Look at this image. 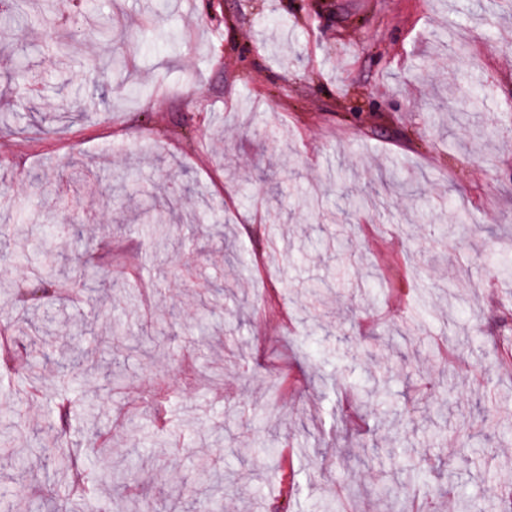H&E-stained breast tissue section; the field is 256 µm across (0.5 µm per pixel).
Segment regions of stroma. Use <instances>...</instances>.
Returning a JSON list of instances; mask_svg holds the SVG:
<instances>
[{"label": "stroma", "mask_w": 512, "mask_h": 512, "mask_svg": "<svg viewBox=\"0 0 512 512\" xmlns=\"http://www.w3.org/2000/svg\"><path fill=\"white\" fill-rule=\"evenodd\" d=\"M0 37V499L45 512V434L124 512H453L512 491V12L489 0H30ZM133 59L138 98L107 63ZM393 170L421 186L360 204ZM156 251L139 214L170 224ZM75 224L47 237L49 224ZM262 256L239 273L226 250ZM64 296L19 301L43 251ZM55 316L40 346L20 318ZM125 336L99 348L110 319ZM457 360L440 380L437 348ZM78 394L57 408L54 357ZM112 362V388L99 377ZM224 364L212 380V362ZM380 381L399 404L346 407ZM98 406L85 424L80 410ZM245 469L209 499L199 468Z\"/></svg>", "instance_id": "35a3bbf8"}]
</instances>
